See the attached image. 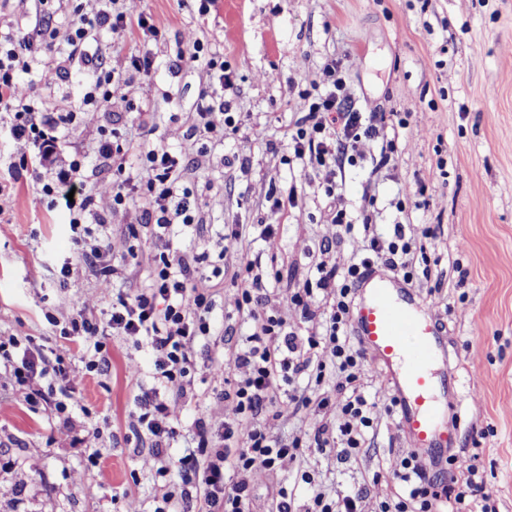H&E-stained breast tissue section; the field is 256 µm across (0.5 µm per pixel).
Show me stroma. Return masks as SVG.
<instances>
[{
    "instance_id": "1",
    "label": "stroma",
    "mask_w": 512,
    "mask_h": 512,
    "mask_svg": "<svg viewBox=\"0 0 512 512\" xmlns=\"http://www.w3.org/2000/svg\"><path fill=\"white\" fill-rule=\"evenodd\" d=\"M129 7L166 19L165 37L102 31L96 47L110 66L147 49L159 66L151 80L128 84L111 113L73 126L63 150L93 157L100 126L115 124L133 149L162 144L185 152L202 222L175 228L172 240L204 257L199 271L212 276L217 289L215 330H248L234 305L229 271L236 262L218 256L225 225H275L276 255L250 238L240 253L259 272L278 270L267 305L304 336L313 325L289 304L292 289L316 279L322 258L346 267L362 257V224L341 236L326 222L322 173L305 162L281 161L308 110L299 95L302 77L339 61L356 109L405 119L395 139L367 142L364 160L346 167L343 203L372 213L383 241H390L392 224H403L406 241L426 244L434 258L428 268L416 263L410 285L441 326L451 367L476 382L475 393L448 401V417L456 422L448 454L477 455L484 494L496 512H512V0H215L203 15L197 0H130ZM192 39L223 56L235 82L224 98L240 115L236 133L210 143L202 159L191 148L194 112L212 87L211 74L202 66L169 70ZM55 67L54 56L38 54L20 79L36 84L50 109L63 112L80 102L92 73L77 68L62 81ZM147 105L157 113L151 135L138 126L137 110ZM387 149L391 160L379 166ZM419 180L428 205L409 199L397 208L399 188ZM291 187L297 206L271 211V191ZM141 211L137 201L107 218L105 233L114 244L109 260L119 270L112 290L100 288L96 271L84 264L75 265L63 288L59 270L73 256L69 215L48 210L23 184L7 190L0 197V336L34 337L52 355L62 340L47 314L66 320L72 300L82 298L97 317L111 310L118 292L144 287L157 248ZM430 225L440 231L427 241L423 231ZM331 237L336 244L323 253ZM222 266L227 274L213 276ZM106 344L109 369L86 376L83 347L70 345L71 366L81 373L80 406L66 428L53 405L27 401L9 375L0 374V512H154L160 506L165 483L138 452L132 427L138 398L155 385L151 351L119 336ZM213 354L196 347L195 397L175 423L172 456L186 452L195 418L219 411L213 393L235 378L229 369L211 374ZM364 394L375 404L364 448L345 460L332 450L309 451L305 468L333 495L366 487L361 512H380L400 489L394 473L409 443L394 406L378 398L373 384Z\"/></svg>"
}]
</instances>
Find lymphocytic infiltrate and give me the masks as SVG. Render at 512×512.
<instances>
[{"instance_id": "f902f5d3", "label": "lymphocytic infiltrate", "mask_w": 512, "mask_h": 512, "mask_svg": "<svg viewBox=\"0 0 512 512\" xmlns=\"http://www.w3.org/2000/svg\"><path fill=\"white\" fill-rule=\"evenodd\" d=\"M102 30L158 39L167 26L160 16L130 13L125 0H105L101 7L91 9L80 2L64 24L53 29L38 24L26 33L0 31V108L9 117L16 158L12 177H28L40 202L69 213L75 252L83 260L100 262L99 282L104 288L111 287L115 270L102 262L112 250L111 240L102 232L103 214L127 209L137 198L143 201L142 221L153 225L161 245L151 264L148 285L133 294H118L110 313L99 319L87 317V301L76 300L60 335L81 342L87 352L83 363L88 374L109 367L106 337L122 336L151 348L162 389L141 399L138 432L148 440V463L173 486L156 512H178L191 501L197 512H247L255 485L276 474L284 463L301 466V480L312 481L303 468L301 438L288 442L270 435L260 422L262 416L280 420L287 418L292 408L332 409L343 419L338 431L344 456L362 447L365 430L373 425V405L359 386L377 372L365 353L351 346L347 334L361 267L354 263L343 270L333 263H319L315 288L292 295L302 317L311 320L317 318L314 289L334 293L329 311L324 318H317L320 331L304 338L278 312L266 309L267 284L254 274L252 264L239 266L232 274L234 304L239 314L252 321L253 329L228 356L212 357L210 365L214 375L228 368L236 374L230 388L216 395L218 402L231 406L233 416L199 415L194 421V450L176 459L170 457L167 450L177 435L174 423L194 383V346L212 333L210 313L216 290L211 278L199 272L201 256L170 242L172 226L188 228L197 222L184 153L162 145L140 149L137 162L147 177L137 184L126 174L129 144L117 130L105 128L100 132L96 158L110 163L112 175L91 183L85 175V158L65 156L61 149L70 126L87 120L90 113L111 111L122 86L149 79L156 69V60L147 51L129 57L118 69L102 65L89 51L91 39ZM51 52L58 55L57 77H67L75 66L93 72L92 83L75 110L48 113L36 86L17 79L37 54ZM309 85L315 94L308 99L306 115L288 137L287 152L323 171L324 193L330 202L327 221L348 233L353 222L338 204L343 172L361 157L363 141L383 132L386 117L379 112L365 115L351 106L337 61L326 63L320 77ZM195 119L197 128L222 136L237 131L240 122L228 103L214 94L201 97ZM69 355V348L64 347L50 360L33 342L24 343L13 336L0 340V358L16 387L28 401L53 404L64 417L74 404L73 380L66 365ZM329 368L341 375L340 387L348 392L345 400L323 391ZM302 376L308 380L307 387L294 390L296 378ZM287 385L292 388L288 394L283 391ZM449 464L454 474L445 482L429 477L414 457L404 458L395 477L408 494L383 502L381 512H436L439 504L448 502L453 505L452 512H489L479 497L482 478L472 458L454 457Z\"/></svg>"}]
</instances>
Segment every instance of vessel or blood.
<instances>
[{"instance_id":"1","label":"vessel or blood","mask_w":512,"mask_h":512,"mask_svg":"<svg viewBox=\"0 0 512 512\" xmlns=\"http://www.w3.org/2000/svg\"><path fill=\"white\" fill-rule=\"evenodd\" d=\"M350 329L392 393L413 453L438 459L450 431L438 370L448 347L423 299L398 277L368 269L357 284Z\"/></svg>"}]
</instances>
